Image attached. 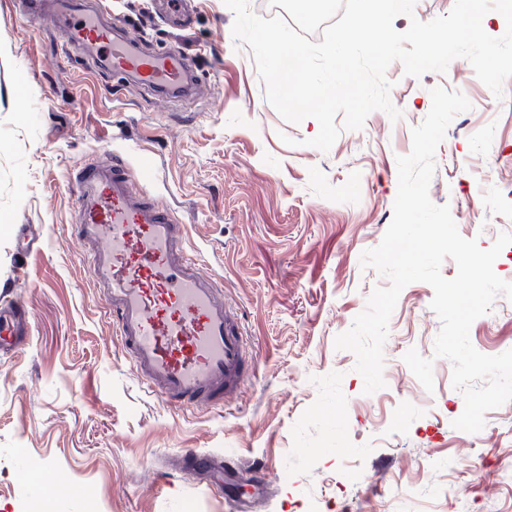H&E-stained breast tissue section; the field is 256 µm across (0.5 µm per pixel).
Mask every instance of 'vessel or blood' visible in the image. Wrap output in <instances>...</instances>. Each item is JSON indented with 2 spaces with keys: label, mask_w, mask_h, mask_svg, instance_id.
Instances as JSON below:
<instances>
[{
  "label": "vessel or blood",
  "mask_w": 512,
  "mask_h": 512,
  "mask_svg": "<svg viewBox=\"0 0 512 512\" xmlns=\"http://www.w3.org/2000/svg\"><path fill=\"white\" fill-rule=\"evenodd\" d=\"M29 18L50 13L69 48H83L101 74L175 94L192 79V57L176 47L146 48L88 0H23ZM74 238L112 319L116 336L148 393L179 409L222 407L247 383L253 363L237 310L221 277L191 253L186 224L172 207L138 190L120 158L76 167ZM28 312L0 301V350L28 341Z\"/></svg>",
  "instance_id": "obj_1"
}]
</instances>
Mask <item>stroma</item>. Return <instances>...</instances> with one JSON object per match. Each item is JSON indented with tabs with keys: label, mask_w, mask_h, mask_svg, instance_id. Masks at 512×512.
<instances>
[{
	"label": "stroma",
	"mask_w": 512,
	"mask_h": 512,
	"mask_svg": "<svg viewBox=\"0 0 512 512\" xmlns=\"http://www.w3.org/2000/svg\"><path fill=\"white\" fill-rule=\"evenodd\" d=\"M145 45L194 58L196 96L114 87L67 53L63 34L0 0V291L31 313L30 339L0 352V512H24L23 479L57 471L62 512H512V401L476 433L454 428L465 401L436 357L432 287L406 286L388 324L384 388L368 394L356 357L335 347L388 281L362 268L391 222L397 157L440 87L464 94L438 145L433 203L489 248L512 232V105L453 60L446 73L386 70L399 121L381 111L329 152L307 146L316 120L286 121L268 102L224 0L163 15L152 0H109ZM295 139L287 146L285 138ZM153 155L157 170L144 166ZM124 157L140 186L170 204L190 245L223 278L255 371L221 409L185 411L148 395L116 338L73 238L69 171ZM40 248L23 257L16 227ZM486 355L512 349V300L471 326ZM223 478L186 470L190 450ZM476 462L480 478L467 465Z\"/></svg>",
	"instance_id": "stroma-1"
}]
</instances>
